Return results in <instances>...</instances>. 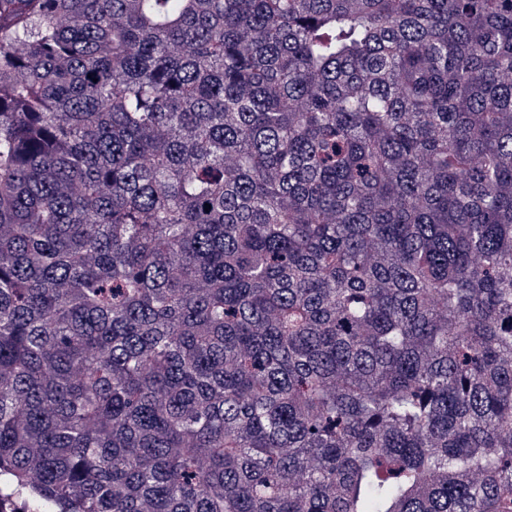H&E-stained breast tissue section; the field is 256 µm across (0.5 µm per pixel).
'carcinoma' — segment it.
I'll use <instances>...</instances> for the list:
<instances>
[{
    "instance_id": "1",
    "label": "carcinoma",
    "mask_w": 512,
    "mask_h": 512,
    "mask_svg": "<svg viewBox=\"0 0 512 512\" xmlns=\"http://www.w3.org/2000/svg\"><path fill=\"white\" fill-rule=\"evenodd\" d=\"M2 488L512 512V0H0Z\"/></svg>"
}]
</instances>
